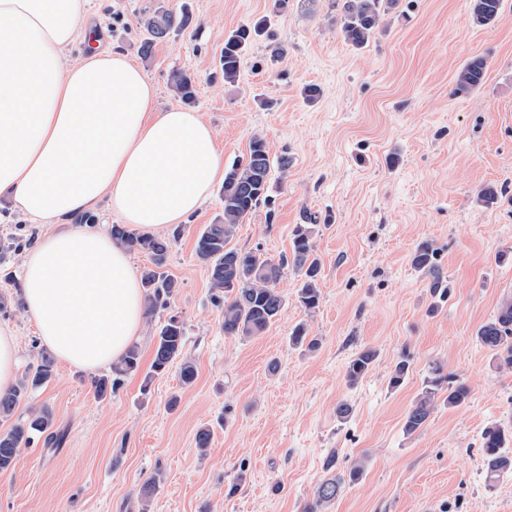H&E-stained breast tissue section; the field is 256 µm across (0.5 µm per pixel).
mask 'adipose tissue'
<instances>
[{
	"instance_id": "ef3b65f1",
	"label": "adipose tissue",
	"mask_w": 512,
	"mask_h": 512,
	"mask_svg": "<svg viewBox=\"0 0 512 512\" xmlns=\"http://www.w3.org/2000/svg\"><path fill=\"white\" fill-rule=\"evenodd\" d=\"M94 28L86 0H0V198L44 227L21 261L25 314L58 360L88 371L139 338L145 300L127 248L75 216L103 202L153 235L224 179L216 130L159 109L156 85Z\"/></svg>"
}]
</instances>
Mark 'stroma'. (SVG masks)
<instances>
[{
	"instance_id": "1",
	"label": "stroma",
	"mask_w": 512,
	"mask_h": 512,
	"mask_svg": "<svg viewBox=\"0 0 512 512\" xmlns=\"http://www.w3.org/2000/svg\"><path fill=\"white\" fill-rule=\"evenodd\" d=\"M273 5L88 0L107 43L157 85L161 107L181 103L172 72L191 76V107L217 130L225 166L246 154L254 134L265 138L272 205L247 216L232 244L277 261L290 254L304 215L319 216L318 309L300 306L301 281L288 267L281 316L261 336L225 335L195 254L200 229L223 213L214 187L172 244L166 269L178 287L167 309L145 317L138 371L101 398L94 372L60 362L53 380L21 401L16 417L48 406L65 439L23 447L0 472V512H308L327 472L358 458L361 478L324 512H512V475L486 487L480 450L486 426H512V369L497 368L477 340L512 297V0L488 28L472 25L471 0H400L361 49L344 42L336 0H288L280 13ZM160 8L189 9L193 24L145 63L139 22ZM263 16L267 33L235 82H225V37ZM273 44L284 54L271 62ZM474 55L487 60L486 81L457 92L456 73ZM308 85L319 88L316 101L304 99ZM486 185L498 191L489 206L476 200ZM426 240L448 279L441 297L410 262ZM21 259L0 251V296L11 306L0 326L15 331L25 367L37 335L16 306ZM173 315L197 367L189 386L175 365L149 375L155 339ZM300 324L317 338L315 351L290 345ZM365 347L378 359L349 385L345 366ZM403 354L412 371L394 391L390 371ZM434 362L466 379L469 400L439 407L423 430L405 434L404 415ZM341 400L354 409L344 424L335 414ZM204 427L213 437L203 452L196 434ZM151 480L156 491L146 500L140 490Z\"/></svg>"
}]
</instances>
